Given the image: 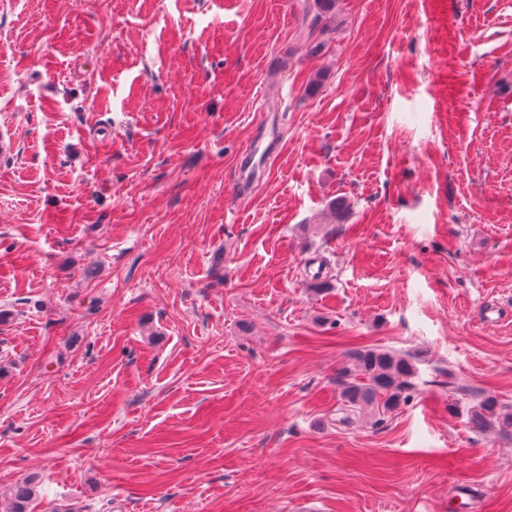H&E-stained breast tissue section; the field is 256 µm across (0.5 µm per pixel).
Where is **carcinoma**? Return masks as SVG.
Wrapping results in <instances>:
<instances>
[{
    "label": "carcinoma",
    "mask_w": 512,
    "mask_h": 512,
    "mask_svg": "<svg viewBox=\"0 0 512 512\" xmlns=\"http://www.w3.org/2000/svg\"><path fill=\"white\" fill-rule=\"evenodd\" d=\"M416 368L410 359L387 350L362 349L354 354V372L346 383L347 402L343 421L365 408L391 411L399 408L415 388ZM470 422L479 431L495 428L501 434L512 435V408L491 393L477 395L470 407ZM35 495L29 480L19 483L11 496L6 512H28Z\"/></svg>",
    "instance_id": "1"
}]
</instances>
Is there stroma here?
Returning <instances> with one entry per match:
<instances>
[{
    "label": "stroma",
    "instance_id": "obj_1",
    "mask_svg": "<svg viewBox=\"0 0 512 512\" xmlns=\"http://www.w3.org/2000/svg\"><path fill=\"white\" fill-rule=\"evenodd\" d=\"M0 136V500L512 512V0H0ZM353 376L346 383L348 405L343 422L365 408L391 411L399 408L415 388L416 368L410 359L387 350L362 349L354 354ZM470 422L478 431L497 428L501 434L512 435L511 407L500 402L495 394L482 392L470 407ZM35 492V486L30 480L19 483L13 491L5 512H28L30 501Z\"/></svg>",
    "mask_w": 512,
    "mask_h": 512
}]
</instances>
